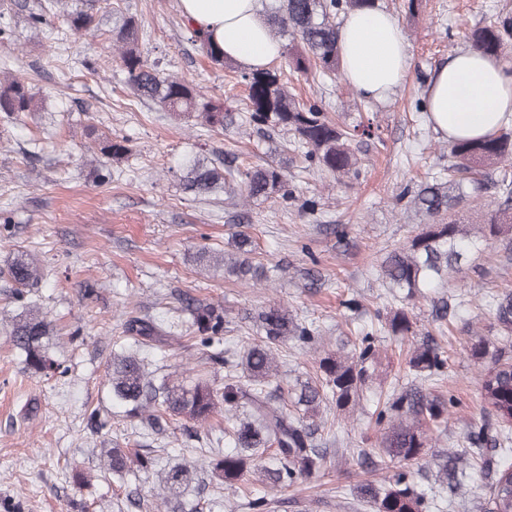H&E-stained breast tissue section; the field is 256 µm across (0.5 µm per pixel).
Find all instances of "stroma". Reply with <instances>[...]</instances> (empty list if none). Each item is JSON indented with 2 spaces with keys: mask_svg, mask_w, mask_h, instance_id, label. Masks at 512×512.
Listing matches in <instances>:
<instances>
[{
  "mask_svg": "<svg viewBox=\"0 0 512 512\" xmlns=\"http://www.w3.org/2000/svg\"><path fill=\"white\" fill-rule=\"evenodd\" d=\"M377 3L402 26L413 57L410 74L388 102L367 103L340 77L284 76L296 98L320 101L340 121L378 125L377 138L354 145L359 176L342 179L302 170L286 135L268 139L248 129L222 134L191 126L133 92L112 43L113 28L129 16L141 24L139 45L149 59L193 81L226 109L240 112L246 106L239 65L214 68L187 41L178 0H121L119 14L100 13L93 39L70 36L59 15L39 29L29 25L26 12L12 16L13 41L0 44V68L24 70L41 109L23 122L0 124V211L12 218L11 235L0 242V268L21 252L45 265L47 273L30 297L57 328L51 353L65 372L46 378L25 369L8 336L18 303L11 283L0 278V512L16 502L21 512H127L128 491L153 504L169 467L182 463L194 469L223 455V414L201 427L210 437L201 445L188 438L185 422L164 420L156 432L113 405L105 373L122 334L120 310L157 315L175 307L185 292L223 305L224 356L234 359L257 337L253 315L269 303L286 304L300 320L318 326L321 336L314 347L291 343L278 352V402L287 406L298 382L316 379L319 359L390 301L379 263L428 221L400 195L439 177L448 164L441 155L442 135L415 102L424 97L435 68L466 48V33L512 12V0H423L413 17L402 0ZM82 57L96 60L97 69L79 65ZM104 133L129 137L132 151L108 164L112 177L102 183L95 141ZM189 151L208 159L230 153L241 165L285 166L295 200L251 202L242 221L257 260L285 266L283 279L249 286L199 264V246L230 250L239 221L224 193L199 200L183 191L172 168ZM310 198L315 210L302 209V200ZM329 224L346 225L354 249L337 248L325 230ZM460 267L443 288L456 306L445 335H438L425 300L412 310L415 335L378 332L386 391L409 382L407 361L424 336L437 335L446 350L447 372L426 383L451 400L448 427L434 434L439 451L467 448V434L483 415L480 376L486 365L470 357L469 347L478 337L497 342L490 301L512 287V253L501 243L468 254ZM86 281L97 289L90 300L81 293ZM349 299L358 300V308L346 309ZM78 326L79 337L73 334ZM149 359L158 379L191 372L224 379L223 366L207 360L187 336L152 351ZM95 409L111 416L108 433L97 436L87 429ZM315 422L327 450L316 478L273 489L253 472L241 490L190 486L184 504L204 497L211 501L205 512H249L248 499L263 496L278 502L270 512H353L358 485L385 475L357 463L360 450L377 448L383 428L372 414L332 405L321 407ZM106 448L150 449L156 464L121 486L103 471ZM76 471L84 477L78 484L72 479Z\"/></svg>",
  "mask_w": 512,
  "mask_h": 512,
  "instance_id": "stroma-1",
  "label": "stroma"
}]
</instances>
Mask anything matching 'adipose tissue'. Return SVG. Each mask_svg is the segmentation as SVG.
Instances as JSON below:
<instances>
[{
    "mask_svg": "<svg viewBox=\"0 0 512 512\" xmlns=\"http://www.w3.org/2000/svg\"><path fill=\"white\" fill-rule=\"evenodd\" d=\"M180 8L227 60L244 69L269 67L282 55L283 44L270 37L260 0H180ZM339 54L344 80L379 102L391 98L412 68L402 27L377 6L346 15ZM427 102L435 129L448 138L485 136L512 121V69L478 51H460L436 70Z\"/></svg>",
    "mask_w": 512,
    "mask_h": 512,
    "instance_id": "adipose-tissue-1",
    "label": "adipose tissue"
}]
</instances>
